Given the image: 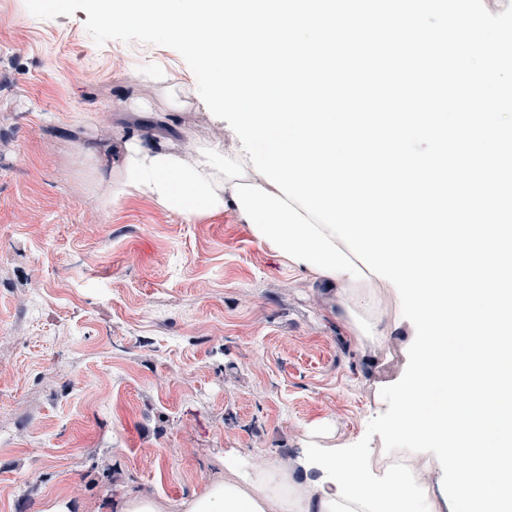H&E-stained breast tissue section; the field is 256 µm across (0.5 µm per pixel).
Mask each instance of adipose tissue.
Returning <instances> with one entry per match:
<instances>
[{"instance_id": "1", "label": "adipose tissue", "mask_w": 512, "mask_h": 512, "mask_svg": "<svg viewBox=\"0 0 512 512\" xmlns=\"http://www.w3.org/2000/svg\"><path fill=\"white\" fill-rule=\"evenodd\" d=\"M100 168L107 201L131 194L188 216L233 211L258 244L292 268L336 289V311L357 340L383 343L388 332L376 291L386 282L372 275L342 240L322 229L259 176L246 151L224 153L199 146L192 155L133 136L120 150L89 141L81 146ZM308 472V482L291 477ZM182 512H436L433 502L400 473L376 474L345 448L311 443L305 458L280 467L257 464L237 480L210 481L182 500Z\"/></svg>"}]
</instances>
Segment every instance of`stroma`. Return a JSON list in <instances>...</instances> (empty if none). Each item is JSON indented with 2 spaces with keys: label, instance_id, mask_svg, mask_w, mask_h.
<instances>
[{
  "label": "stroma",
  "instance_id": "35a3bbf8",
  "mask_svg": "<svg viewBox=\"0 0 512 512\" xmlns=\"http://www.w3.org/2000/svg\"><path fill=\"white\" fill-rule=\"evenodd\" d=\"M87 18L0 0V512H116L131 493L180 512L212 479L301 454L312 427L381 449L367 427L412 339L397 301L379 290L389 336L369 351L231 213L104 205L78 147L141 133L137 102L175 151L232 141L178 52L96 45ZM147 67L171 85L140 82Z\"/></svg>",
  "mask_w": 512,
  "mask_h": 512
}]
</instances>
